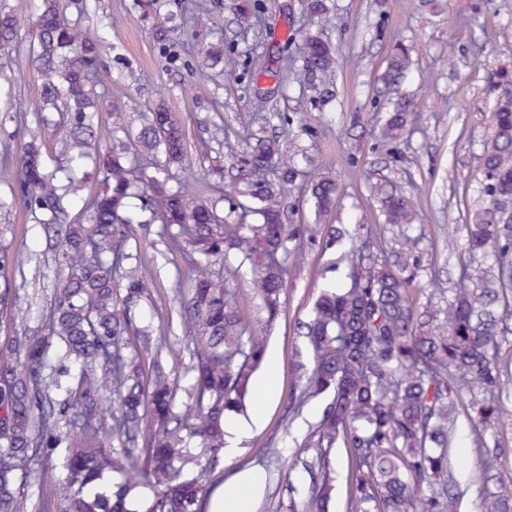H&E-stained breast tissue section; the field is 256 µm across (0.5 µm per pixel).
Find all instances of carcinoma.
Returning <instances> with one entry per match:
<instances>
[{
    "label": "carcinoma",
    "instance_id": "carcinoma-1",
    "mask_svg": "<svg viewBox=\"0 0 512 512\" xmlns=\"http://www.w3.org/2000/svg\"><path fill=\"white\" fill-rule=\"evenodd\" d=\"M70 7L82 15L87 0H40L27 63L42 76L40 111L59 115L66 144L80 158L93 156L102 179L87 203L89 222L72 221L70 202L83 181L69 175L64 184L47 172L42 130L29 131L20 193L32 212L49 215V246L68 273L54 289L45 334L0 339V512H136L131 503L145 489V512H209L211 486L224 473L226 417L251 396L266 353L239 295L226 288L236 270L225 261L233 254L254 266L265 324L273 323L282 311L288 244L297 240L285 223V200L305 188L328 248L345 236L321 225L340 189L334 178L311 176L283 158L278 137L256 135L239 180L207 183V197L191 198L183 181L169 185L186 169L187 144L182 121L162 105L135 136L113 144L114 152L89 153L98 113L112 112V133L125 128L121 105L94 91L101 84L98 39L78 35ZM304 9L308 27L291 28L286 38L299 39L301 69L285 62L272 76L281 88L294 80L325 89L338 65L322 34L329 0H305ZM21 26L16 15L0 16V51L11 49ZM411 65L409 50L396 46L378 92L398 86ZM407 123L406 108L397 107L381 136L394 140ZM492 126L480 155L487 206L472 214L468 245L494 262L464 266L463 280L473 287L454 289L445 320H421L412 278L360 246L339 258L348 262L346 286H325L299 322L313 366L300 374L286 415L330 398L305 443L317 449L309 464L319 471L312 512H325L335 480L331 453L340 446L353 469L349 512H457L452 425L464 395L477 387L479 413L495 420L502 413L495 359L502 320L512 314V94L498 101ZM131 198L139 204L131 206ZM380 210L396 227L415 220L409 202L393 193ZM153 224L184 259L177 275L189 284L178 302L191 333L185 386L135 321L148 289L132 243ZM215 264L218 271L207 270ZM504 454L479 449L480 470L496 471ZM56 458L62 483L27 503L28 482L52 480ZM483 512H512V484L485 497Z\"/></svg>",
    "mask_w": 512,
    "mask_h": 512
}]
</instances>
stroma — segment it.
I'll use <instances>...</instances> for the list:
<instances>
[{
  "mask_svg": "<svg viewBox=\"0 0 512 512\" xmlns=\"http://www.w3.org/2000/svg\"><path fill=\"white\" fill-rule=\"evenodd\" d=\"M242 0H91L79 18L82 31L102 36V73L107 92L122 106L124 123L137 129L143 113L165 105L183 122L189 175L200 181L231 180L239 166L236 155L247 134L272 135L282 124L294 132L282 151L306 153L312 174L336 179L341 196L323 221L341 225L360 241L381 239L383 260L413 276V299L419 311L445 307L470 261L467 226L481 202L485 182L479 157L492 132V113L503 96L504 74L512 75V0H438L439 11L423 0H331L332 20L325 34L342 62L336 70L332 105L303 99L298 87L278 98L275 111L259 109L256 99L269 92L273 79L264 67L277 57H296L285 46L289 26L300 25L298 0H263L261 26L247 25L239 15ZM196 4L203 18L193 35L183 32L185 4ZM36 0H0V13L25 15L28 24L11 52L0 51V248L23 251L29 261L10 282L19 295L16 310L0 315V337L29 335L45 329L53 285L63 275L46 235L19 190L22 147L28 131L41 126L40 73L21 66L35 40L31 26ZM168 30L167 45L155 39L158 26ZM411 48L413 66L399 87L376 97L374 86L395 43ZM218 50L224 72L203 76L201 47ZM25 102V111L15 109ZM402 101L410 112L404 134L382 143L380 129L390 103ZM396 189L409 197L417 213L412 234L416 248L401 251L384 227L381 192ZM154 293L143 302L139 324L152 325L163 343L168 367L182 369L187 360L188 328L170 316L160 295L176 286L180 255L169 253L155 233L141 235L138 246ZM330 258L320 235L305 238L288 258L282 295L285 313L264 331L275 359L264 362L255 379H270L276 396H252L239 422L258 419L239 454L224 463L216 492L227 490L234 475L251 471L261 477L252 500L253 512H309L313 475L306 463L315 449L305 447L311 427L322 416L325 401L304 405L286 422L285 405L295 388L297 364H310L304 341L296 333L328 280L343 282V273L324 276ZM502 448L506 454L494 477L478 467V447ZM455 467L460 481L459 512H479L480 499L496 482L512 483V399L501 424L482 428L467 413L456 426Z\"/></svg>",
  "mask_w": 512,
  "mask_h": 512,
  "instance_id": "obj_1",
  "label": "stroma"
}]
</instances>
